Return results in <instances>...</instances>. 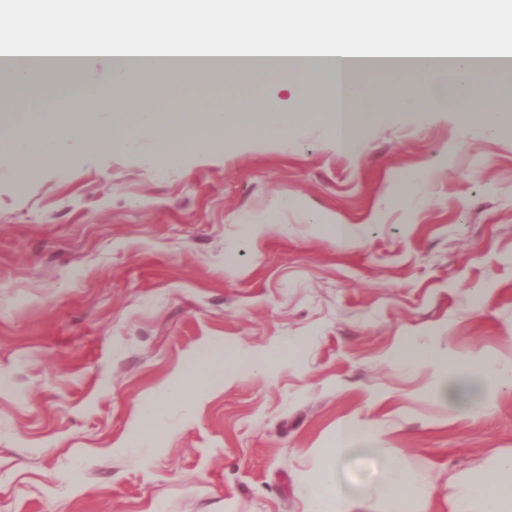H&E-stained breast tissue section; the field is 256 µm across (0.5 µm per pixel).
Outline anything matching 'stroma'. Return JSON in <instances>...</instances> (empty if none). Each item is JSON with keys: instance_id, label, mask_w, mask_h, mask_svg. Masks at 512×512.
Segmentation results:
<instances>
[{"instance_id": "stroma-1", "label": "stroma", "mask_w": 512, "mask_h": 512, "mask_svg": "<svg viewBox=\"0 0 512 512\" xmlns=\"http://www.w3.org/2000/svg\"><path fill=\"white\" fill-rule=\"evenodd\" d=\"M255 92L300 108L244 78L205 101ZM360 108L350 151L317 124L284 145L230 129L173 165L147 133L22 193L0 163V512H307L299 488L343 422L373 423L379 455L430 488L419 512H448L449 476L512 452V390L486 382L472 414L439 367L393 360L410 343L512 364V129H479L461 101ZM213 341L292 351L146 435L140 404Z\"/></svg>"}]
</instances>
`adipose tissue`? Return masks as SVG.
<instances>
[{
    "label": "adipose tissue",
    "instance_id": "1",
    "mask_svg": "<svg viewBox=\"0 0 512 512\" xmlns=\"http://www.w3.org/2000/svg\"><path fill=\"white\" fill-rule=\"evenodd\" d=\"M64 14L70 39L63 50L79 63L66 74L80 89L67 109L25 114L0 126V161L13 172L16 188L27 187L36 173L54 167L72 150L91 151L120 143L135 150L141 131H152L168 157L199 148L198 139L178 136L181 127L206 131L234 128L251 132L256 118L276 120L280 137L304 123L324 125L334 143L353 149L372 115L360 111L365 98L379 107L407 106L442 110L449 99L468 103L471 121L497 132L512 127V69L497 59L512 44V0H55ZM457 18L448 28V18ZM45 21L39 0L27 11L11 10L0 20V55L13 56L0 67V80L19 93L21 104L41 98L29 59L37 44H24L15 33ZM277 25L275 39L243 41L245 30ZM162 26L160 39L138 43L136 30ZM429 36H420V28ZM108 71L99 83L97 70ZM277 81L297 98L300 111L282 116L276 99L256 95L237 102L233 111L200 109L187 86H208L221 77ZM165 86L179 111L164 119L149 103ZM233 361L223 346L197 350L188 369L173 378L138 409L147 431L162 422L169 404L187 402L215 382L227 381ZM512 389V367L491 360L478 372L455 366L443 374L449 402L479 410L477 378ZM373 424L341 425L324 454L321 476L302 485L309 512H360L362 497L348 493L334 475L338 460L354 441L376 435ZM448 512H512V455L479 479L449 481ZM388 512H414L426 498L398 456L386 458L377 481Z\"/></svg>",
    "mask_w": 512,
    "mask_h": 512
}]
</instances>
